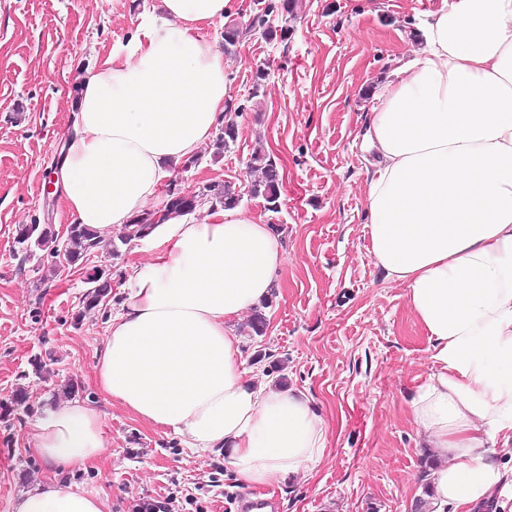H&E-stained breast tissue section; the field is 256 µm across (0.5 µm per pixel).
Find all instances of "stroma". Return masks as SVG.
Masks as SVG:
<instances>
[{
	"mask_svg": "<svg viewBox=\"0 0 512 512\" xmlns=\"http://www.w3.org/2000/svg\"><path fill=\"white\" fill-rule=\"evenodd\" d=\"M442 0H300L290 40L255 31L224 54L227 107L238 136L224 153L207 143L179 163L178 189L226 180L240 209L280 238L286 262L264 310L262 335L234 323L254 381L306 392L327 426L323 456L305 474L264 488L276 512H409L429 481L434 453L413 424L410 401L432 370L431 344L405 286L386 279L369 253L364 193L374 152L362 133L382 87L419 49L420 19ZM160 0H0V406L18 388L27 407L0 413V512L13 497L58 477L106 498L110 512L167 503V512H234L244 489L220 449L187 447L172 430L128 412L98 385L97 352L123 308L134 245L98 251L49 274L48 251L25 254L16 231L73 219L54 189L61 148L73 132L78 85L112 44L133 34ZM269 76L252 96L256 67ZM283 179L279 213L249 195L256 145ZM111 280L104 304L86 310L94 274ZM40 359L42 374L31 361ZM72 385L64 396L62 385ZM75 398L102 414L109 446L94 462L60 472L30 440L39 419Z\"/></svg>",
	"mask_w": 512,
	"mask_h": 512,
	"instance_id": "1",
	"label": "stroma"
}]
</instances>
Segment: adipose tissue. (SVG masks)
Segmentation results:
<instances>
[{
	"label": "adipose tissue",
	"instance_id": "ef3b65f1",
	"mask_svg": "<svg viewBox=\"0 0 512 512\" xmlns=\"http://www.w3.org/2000/svg\"><path fill=\"white\" fill-rule=\"evenodd\" d=\"M231 0H162L79 84L78 128L54 175L76 223L107 236L147 210L174 165L224 120V60L202 35ZM424 45L381 90L365 139L379 158L365 201L370 254L406 286L433 369L410 402L438 451L430 512H477L501 489L512 446V0H445ZM131 293L98 352L102 392L192 448L226 450L264 488L306 471L326 428L300 392L245 378L235 320L270 298L284 251L237 208L170 218L142 239ZM53 468L108 446L96 408L72 400L36 425ZM12 512H109L84 486L47 480Z\"/></svg>",
	"mask_w": 512,
	"mask_h": 512
}]
</instances>
